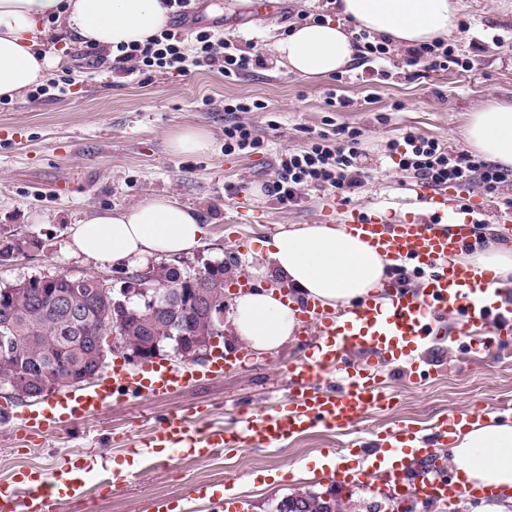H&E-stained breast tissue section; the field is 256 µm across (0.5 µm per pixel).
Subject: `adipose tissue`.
Listing matches in <instances>:
<instances>
[{"instance_id":"ef3b65f1","label":"adipose tissue","mask_w":512,"mask_h":512,"mask_svg":"<svg viewBox=\"0 0 512 512\" xmlns=\"http://www.w3.org/2000/svg\"><path fill=\"white\" fill-rule=\"evenodd\" d=\"M336 8L339 20L294 23L273 44L279 64L289 73L327 76L355 62L354 27L402 48L451 38L457 29L452 0H337ZM169 22L164 0H0V97L15 98L59 65V57L39 47L48 36L113 54L120 45L160 33ZM466 139L481 158L512 170V105L489 103L476 110ZM499 233L498 227H486L489 249L461 255L459 265L511 274L512 248L501 244ZM70 235L74 252L120 265L191 253L202 245L206 227L196 210L157 197L77 221ZM262 248L294 294L284 301L257 288L233 299L231 330L254 351H270L287 341L300 325V306L306 301L329 310L368 298L388 302L382 291L386 258L345 226L282 224ZM453 456L467 481L512 488V425L492 417L457 434Z\"/></svg>"}]
</instances>
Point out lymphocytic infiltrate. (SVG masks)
Wrapping results in <instances>:
<instances>
[{"label":"lymphocytic infiltrate","instance_id":"1","mask_svg":"<svg viewBox=\"0 0 512 512\" xmlns=\"http://www.w3.org/2000/svg\"><path fill=\"white\" fill-rule=\"evenodd\" d=\"M406 66L439 73L451 68H467V59L455 53L453 44L442 40L408 48ZM259 55L246 54L232 40L200 29L184 37L178 28H168L142 43L121 46L114 68L125 76H140L154 70L182 72L187 65H219L225 78L234 79L260 66ZM391 153L398 155V167L419 181L435 185L478 181L485 194H495L500 184L512 178V172L476 158L466 152H451L438 140L415 131L403 133L393 141ZM360 133L342 130L339 137L320 133L302 149L282 154L276 175L265 186L280 202H294L301 189L327 188L348 196L363 184Z\"/></svg>","mask_w":512,"mask_h":512}]
</instances>
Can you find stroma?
<instances>
[{"mask_svg":"<svg viewBox=\"0 0 512 512\" xmlns=\"http://www.w3.org/2000/svg\"><path fill=\"white\" fill-rule=\"evenodd\" d=\"M455 2L459 18L470 25L453 38L458 54L470 60L465 71L414 74L398 54L378 68L353 63V79L340 85L330 75L301 78L278 66L266 46L292 23L334 15L328 0H273L272 9L259 15L251 0H197V25L262 54L264 67L233 80L205 65L180 75L157 71L132 80L113 73L108 56L95 76L71 70L63 96L29 90L0 103V239L19 234L38 244L31 256L0 265V284L57 274L119 283L120 267L71 252L69 229L96 213L160 196L196 209L206 226L202 246L180 257L185 269L208 260L223 263L226 280L257 288L279 284L280 276L267 270L257 253L258 240L272 236L275 226L334 224L336 209L393 195L408 181L388 151L401 133L414 129L449 150L465 151L464 129L472 112L491 101L512 103V0ZM332 87L339 88L349 107L326 105L325 92ZM228 99L258 100L263 108L229 114L224 110ZM234 122L251 128L259 141L256 150L225 154L224 127ZM188 125L211 135L209 152L170 150V137ZM346 127L361 133L360 166L367 174L351 200L308 188L297 201L284 204L264 191L280 154L302 148L310 134L332 135ZM468 194L483 203L478 219L502 228L512 245V210L503 208L504 200L512 199V180L491 197L474 183ZM455 326L448 320L444 339L415 352L428 371L423 382L414 383L393 365L384 371L392 407L366 414L352 435L317 428L278 448H231L211 457L131 454L148 431L182 411H202L206 421L229 428L239 412H262L287 400L280 368L305 358L317 338L311 326L278 349L232 364L223 377L162 399L122 395L89 421L50 430L36 440L0 417V481L25 467L53 470L71 449L97 448L111 464L135 460L136 476L111 492L91 487L85 500L60 503L56 512H152L159 499L172 512H181L189 501L195 512H210L209 502L194 501L193 495L211 486L226 492L223 512H271L283 497L305 492L335 495L343 512H397V501L371 483L344 488L332 471L304 479L295 469L348 447L351 437L373 442L397 422L429 434L445 416L512 405V353H473Z\"/></svg>","mask_w":512,"mask_h":512,"instance_id":"35a3bbf8","label":"stroma"}]
</instances>
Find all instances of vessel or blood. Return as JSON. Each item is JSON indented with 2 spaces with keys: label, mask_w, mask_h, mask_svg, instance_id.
I'll return each mask as SVG.
<instances>
[{
  "label": "vessel or blood",
  "mask_w": 512,
  "mask_h": 512,
  "mask_svg": "<svg viewBox=\"0 0 512 512\" xmlns=\"http://www.w3.org/2000/svg\"><path fill=\"white\" fill-rule=\"evenodd\" d=\"M399 206L400 215L392 219L353 207L342 211L341 222L395 265H410L417 273L415 287L387 280L383 288L388 305L369 300L353 305L339 325L321 322L318 303L306 302L300 322L316 324L319 340L303 361L283 367L293 392L287 402L263 413L243 414L232 428L210 425L191 413L174 415L146 434L143 447L206 456L228 448L278 447L289 437L315 428L345 434L366 412L390 407L392 396L381 381L384 364L408 357L413 345L444 335L448 317L460 318L459 333L468 338L471 351H488L512 342V297L497 287L492 272L463 270L450 262L453 254L477 236L472 212L479 208V201L465 200L458 185L415 182L406 186ZM363 347L375 352L373 364L350 365L351 353ZM224 366L219 353L196 367L188 364L171 369L156 364L135 375L117 364L90 389H60L41 409L17 412L13 418L25 434L39 435L103 413L111 408L116 392L144 391L165 397L200 377L223 375ZM332 373L340 382L335 389L323 384ZM481 418L478 411L444 417L431 439L406 424H394L378 448L357 451L349 461L339 463V479L350 485L373 478L389 495L448 504L464 494L485 496L483 488L466 487L450 477L432 479L412 466L413 457L435 456L437 442L447 441L461 423ZM102 472L113 488L127 479L125 473L108 469L101 453L71 450L53 470L28 468L18 478L0 482V512H54L59 503L87 497L89 475Z\"/></svg>",
  "instance_id": "1"
}]
</instances>
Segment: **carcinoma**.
Returning a JSON list of instances; mask_svg holds the SVG:
<instances>
[{
    "mask_svg": "<svg viewBox=\"0 0 512 512\" xmlns=\"http://www.w3.org/2000/svg\"><path fill=\"white\" fill-rule=\"evenodd\" d=\"M35 241L15 236L0 240V264L9 261L15 252L29 249ZM224 281V263L206 268V275L187 272L176 263L160 262L150 270L145 282L149 293L156 297L158 309L150 314L145 308L128 305L129 312L120 318L121 328L130 343L147 349L154 343L170 347L181 357L194 353L190 343L173 339L185 336L212 335L207 321L193 317L180 329L170 326L181 318L180 309L167 296L178 290L189 294H212V284ZM59 274L44 286L37 278L17 280L0 286V342L6 341V351H0V381L16 383L28 399L40 398L51 391L71 387V381L82 377L92 379L105 365V354L98 350V325L113 323L114 295L99 292L97 277L86 276L81 284ZM53 294L73 295L78 300L77 311L59 309L51 300ZM303 512H341L336 500L325 501L312 493L297 495Z\"/></svg>",
    "mask_w": 512,
    "mask_h": 512,
    "instance_id": "1",
    "label": "carcinoma"
}]
</instances>
